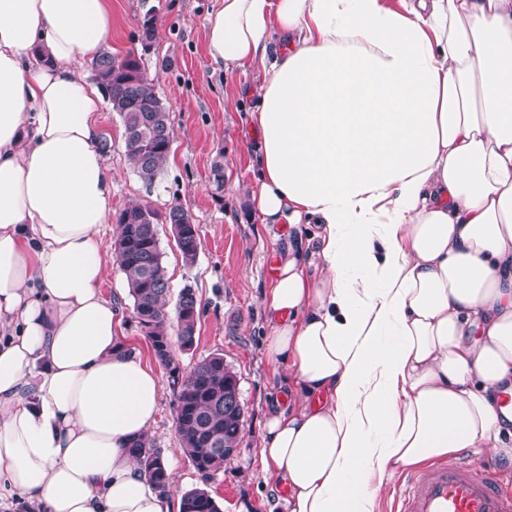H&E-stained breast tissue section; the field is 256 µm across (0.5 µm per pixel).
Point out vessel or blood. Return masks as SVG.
<instances>
[{"label": "vessel or blood", "instance_id": "b4317fda", "mask_svg": "<svg viewBox=\"0 0 512 512\" xmlns=\"http://www.w3.org/2000/svg\"><path fill=\"white\" fill-rule=\"evenodd\" d=\"M499 472L496 465L478 464L462 454L407 474L401 512H512V498L493 484Z\"/></svg>", "mask_w": 512, "mask_h": 512}]
</instances>
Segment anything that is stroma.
I'll list each match as a JSON object with an SVG mask.
<instances>
[{
	"label": "stroma",
	"mask_w": 512,
	"mask_h": 512,
	"mask_svg": "<svg viewBox=\"0 0 512 512\" xmlns=\"http://www.w3.org/2000/svg\"><path fill=\"white\" fill-rule=\"evenodd\" d=\"M214 4L215 0H112L108 49L117 56L141 51L138 22L146 12L156 16V39L149 52H141L142 70L152 77L172 123V160L148 187L127 160L121 118L108 104H101L106 160L115 174L112 211L117 214L134 204L162 211L179 203L192 214L200 233L194 266L183 262L170 225L157 227L172 292L189 284L201 301L195 346L180 359L188 370L210 354H222L237 375L245 409L236 452L206 487L222 512H288L281 480L265 472L260 461L264 420L273 406L288 403L281 383L284 370L265 355L268 326L261 305L274 278L272 270L288 247V231L261 223L252 209L258 137L245 127L255 103L256 74L223 70L208 57L205 24ZM216 162L224 168L220 186L210 175ZM102 291L116 302L130 346L153 360L117 265H110ZM174 415V396L167 387L151 437L178 475L172 490L177 499L201 483L179 449Z\"/></svg>",
	"instance_id": "35a3bbf8"
}]
</instances>
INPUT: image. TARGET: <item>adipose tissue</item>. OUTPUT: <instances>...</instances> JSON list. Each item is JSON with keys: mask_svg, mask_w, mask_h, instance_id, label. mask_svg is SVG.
<instances>
[{"mask_svg": "<svg viewBox=\"0 0 512 512\" xmlns=\"http://www.w3.org/2000/svg\"><path fill=\"white\" fill-rule=\"evenodd\" d=\"M111 39L112 0H0V512H174L129 453L163 383L101 289L82 63ZM205 49L257 68L253 207L306 234L262 299L288 512H373L374 473L462 450L512 461V0H216Z\"/></svg>", "mask_w": 512, "mask_h": 512, "instance_id": "1", "label": "adipose tissue"}]
</instances>
